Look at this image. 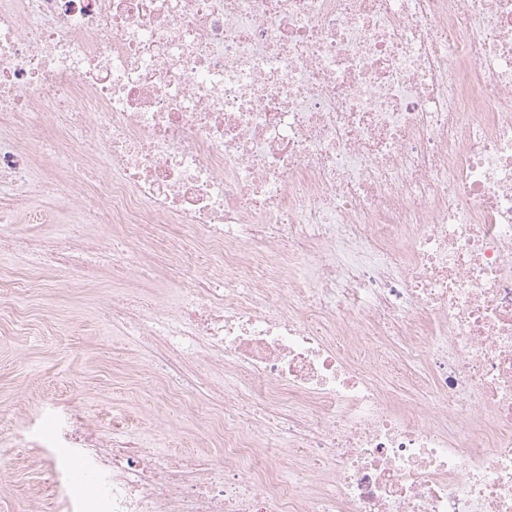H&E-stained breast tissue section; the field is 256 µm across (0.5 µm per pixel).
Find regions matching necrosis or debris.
Segmentation results:
<instances>
[{
	"label": "necrosis or debris",
	"instance_id": "necrosis-or-debris-1",
	"mask_svg": "<svg viewBox=\"0 0 512 512\" xmlns=\"http://www.w3.org/2000/svg\"><path fill=\"white\" fill-rule=\"evenodd\" d=\"M78 174L81 223L197 241L106 320L235 376L219 459L69 410L107 512H512V0H0V242Z\"/></svg>",
	"mask_w": 512,
	"mask_h": 512
}]
</instances>
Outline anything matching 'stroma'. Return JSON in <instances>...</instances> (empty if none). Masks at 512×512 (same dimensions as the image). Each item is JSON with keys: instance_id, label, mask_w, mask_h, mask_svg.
<instances>
[{"instance_id": "stroma-1", "label": "stroma", "mask_w": 512, "mask_h": 512, "mask_svg": "<svg viewBox=\"0 0 512 512\" xmlns=\"http://www.w3.org/2000/svg\"><path fill=\"white\" fill-rule=\"evenodd\" d=\"M43 204L57 214L54 231L77 236L101 264L96 282L83 285L34 267L24 252L0 251V512H66L52 493L60 479L82 487L84 512H102L94 482L56 447L49 417L79 405L106 427L122 413L145 440L161 431L165 447L217 456L223 441L210 421L224 413L215 404L224 362L196 353L176 372L182 395L171 396L156 341L112 328L101 316L104 299L117 290L109 256L123 242L120 227L75 223L67 187ZM132 246L159 271L137 283L138 294L167 302L177 293L170 275L190 254V240L176 225L158 224Z\"/></svg>"}]
</instances>
